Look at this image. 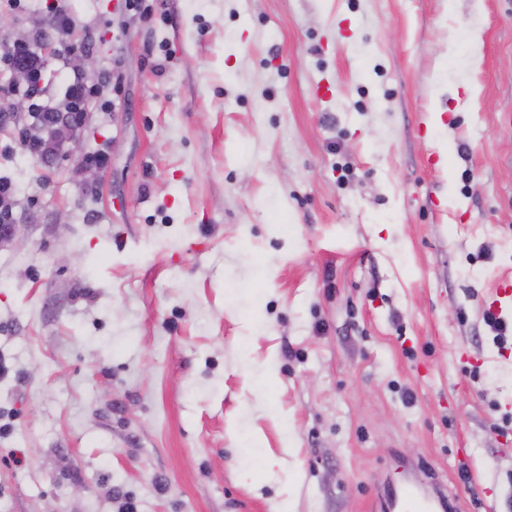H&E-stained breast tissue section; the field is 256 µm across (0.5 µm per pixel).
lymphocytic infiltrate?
<instances>
[{
  "label": "lymphocytic infiltrate",
  "instance_id": "f902f5d3",
  "mask_svg": "<svg viewBox=\"0 0 512 512\" xmlns=\"http://www.w3.org/2000/svg\"><path fill=\"white\" fill-rule=\"evenodd\" d=\"M79 24V20L67 8L64 0H52L46 5L41 22L27 37L14 41L0 50V120L10 121L9 103L22 96L31 99L34 132L19 130L18 141L22 151L30 159H42L59 154L64 144L52 136V129L60 123L80 128L91 104H99L102 111L112 109L111 100L103 96V85L72 74L59 100H51L45 93L44 61L39 50L46 33L64 38Z\"/></svg>",
  "mask_w": 512,
  "mask_h": 512
}]
</instances>
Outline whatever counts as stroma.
<instances>
[{
    "label": "stroma",
    "instance_id": "35a3bbf8",
    "mask_svg": "<svg viewBox=\"0 0 512 512\" xmlns=\"http://www.w3.org/2000/svg\"><path fill=\"white\" fill-rule=\"evenodd\" d=\"M147 2L69 0L119 81L66 153L0 132V512H368L415 461L512 512V0ZM15 189L12 183L0 178V233L7 225L15 224Z\"/></svg>",
    "mask_w": 512,
    "mask_h": 512
}]
</instances>
